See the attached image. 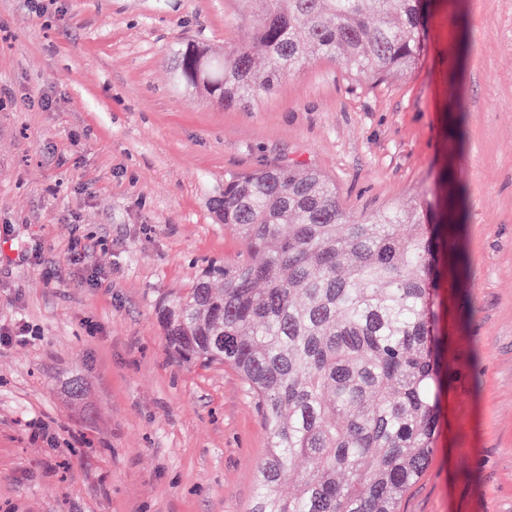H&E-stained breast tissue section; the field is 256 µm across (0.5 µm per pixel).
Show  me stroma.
Returning a JSON list of instances; mask_svg holds the SVG:
<instances>
[{"instance_id": "stroma-1", "label": "stroma", "mask_w": 512, "mask_h": 512, "mask_svg": "<svg viewBox=\"0 0 512 512\" xmlns=\"http://www.w3.org/2000/svg\"><path fill=\"white\" fill-rule=\"evenodd\" d=\"M250 34L234 0H0V512H249L256 401L183 362L156 309L243 254L212 211L225 177L282 165L354 219L461 184L434 301L448 384L399 510L512 512V0H434L384 84L312 57L227 109L171 81L182 44Z\"/></svg>"}]
</instances>
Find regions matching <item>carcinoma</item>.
Masks as SVG:
<instances>
[{
    "label": "carcinoma",
    "mask_w": 512,
    "mask_h": 512,
    "mask_svg": "<svg viewBox=\"0 0 512 512\" xmlns=\"http://www.w3.org/2000/svg\"><path fill=\"white\" fill-rule=\"evenodd\" d=\"M261 18L250 41L186 44L173 82L231 108L274 90L306 56L383 84L418 60L429 0H236ZM396 205L360 222L335 184L293 165L224 178L214 212L246 257L213 267L157 317L182 360L235 370L268 434L250 512H399L432 454L448 361L431 295L448 215ZM294 493L281 486L297 462Z\"/></svg>",
    "instance_id": "carcinoma-1"
}]
</instances>
